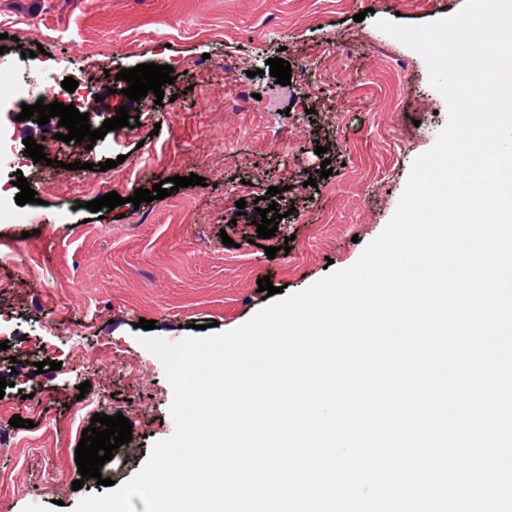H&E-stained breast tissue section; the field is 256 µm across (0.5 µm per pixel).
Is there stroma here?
<instances>
[{
    "instance_id": "stroma-1",
    "label": "stroma",
    "mask_w": 512,
    "mask_h": 512,
    "mask_svg": "<svg viewBox=\"0 0 512 512\" xmlns=\"http://www.w3.org/2000/svg\"><path fill=\"white\" fill-rule=\"evenodd\" d=\"M463 3L0 0V74L15 78L0 84V183L22 172L39 198H0V328L9 340L0 350V512H73L83 497L106 493L92 479L72 487L93 414L119 413L132 426L101 469L119 485L171 436L172 387L140 336L176 343L199 325L236 329L265 305L258 279L294 294L324 277L326 264L357 261L447 122L423 57L375 22L424 25ZM275 57L291 65L289 87L264 71ZM143 63L173 67L167 103L124 96L119 72ZM49 72L103 92L92 128L122 106L138 108L139 127L77 153L56 139V122L18 120L13 94H38ZM240 87L251 92L242 103ZM29 137L42 141L46 161L27 157ZM319 145L326 155L315 154ZM326 158L333 174L308 186ZM109 159L117 167L100 170ZM192 173L205 185L128 201L135 189ZM272 186L283 191L284 217L270 258L254 223ZM112 191L124 205L87 209ZM142 318L155 328H139ZM44 360L60 370L36 373ZM15 416L32 428L10 426Z\"/></svg>"
}]
</instances>
